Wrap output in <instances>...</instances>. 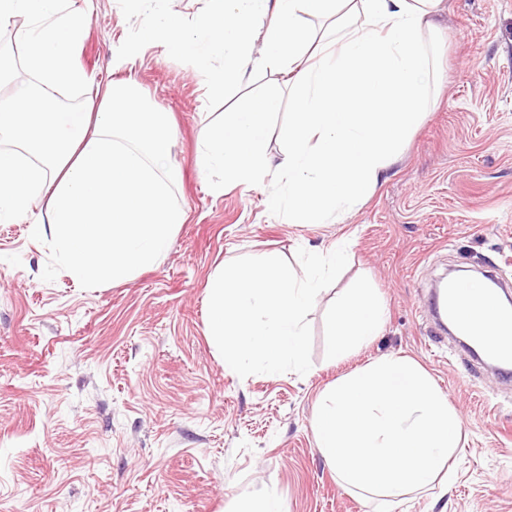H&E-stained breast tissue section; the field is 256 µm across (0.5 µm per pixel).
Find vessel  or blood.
I'll use <instances>...</instances> for the list:
<instances>
[{
    "mask_svg": "<svg viewBox=\"0 0 512 512\" xmlns=\"http://www.w3.org/2000/svg\"><path fill=\"white\" fill-rule=\"evenodd\" d=\"M442 308L476 348L498 363L502 374L512 373V309L498 307L483 282L460 278L451 283Z\"/></svg>",
    "mask_w": 512,
    "mask_h": 512,
    "instance_id": "1",
    "label": "vessel or blood"
}]
</instances>
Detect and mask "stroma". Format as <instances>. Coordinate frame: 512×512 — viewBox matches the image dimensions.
<instances>
[{"mask_svg":"<svg viewBox=\"0 0 512 512\" xmlns=\"http://www.w3.org/2000/svg\"><path fill=\"white\" fill-rule=\"evenodd\" d=\"M432 37L435 86L385 183L343 223L286 224L265 189L221 187L197 164L203 127L281 78L260 72L211 93L221 55L197 63L145 43L137 95L173 119L172 200L186 221L168 251L131 280L76 284L29 222L0 223V512H236L270 494L286 512H376L343 488L312 420L325 387L386 356L416 361L462 420L452 480L408 493L394 512H512V384L436 342L422 311L451 269H497L512 284V0H446ZM204 0H67L84 19L76 60L96 82L119 80L112 48L163 11L195 30ZM0 27L13 81L30 77L17 30ZM352 240L348 263L307 319L312 367L239 377L207 330L210 278L242 256L327 251ZM373 288L386 324L368 345L334 355L336 301Z\"/></svg>","mask_w":512,"mask_h":512,"instance_id":"stroma-1","label":"stroma"}]
</instances>
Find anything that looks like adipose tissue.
I'll return each instance as SVG.
<instances>
[{"label":"adipose tissue","mask_w":512,"mask_h":512,"mask_svg":"<svg viewBox=\"0 0 512 512\" xmlns=\"http://www.w3.org/2000/svg\"><path fill=\"white\" fill-rule=\"evenodd\" d=\"M62 0H0V25L35 19L19 32L33 77L0 98V220L30 221L48 236L77 281L121 283L167 251L185 213L170 194L172 130L167 113L144 106L133 80L98 88L75 59L83 20L61 13ZM444 0H208L200 38L177 19L146 24L144 41L204 61L222 55L215 90L280 75L295 110L280 135L279 158L266 151L278 94L225 113L204 128L199 163L225 184H272L268 211L290 224H320L363 203L396 163L419 125L435 59L430 39ZM328 23L314 35L300 15ZM79 89V133L64 129L55 94ZM46 210L30 219V206ZM383 306L362 286L341 298L335 352L347 354L381 333Z\"/></svg>","instance_id":"1"}]
</instances>
